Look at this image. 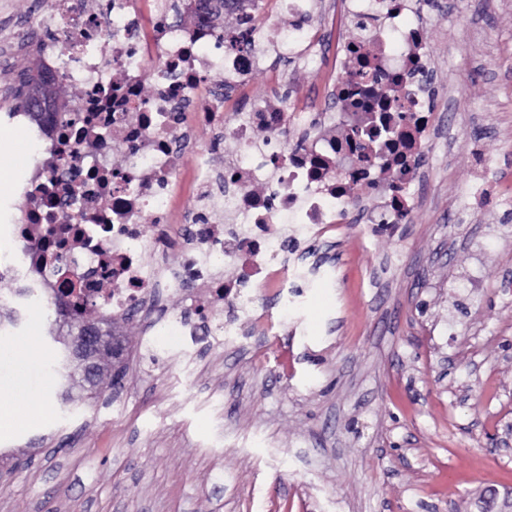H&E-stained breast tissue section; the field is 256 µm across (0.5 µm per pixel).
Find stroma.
<instances>
[{"label":"stroma","instance_id":"stroma-1","mask_svg":"<svg viewBox=\"0 0 512 512\" xmlns=\"http://www.w3.org/2000/svg\"><path fill=\"white\" fill-rule=\"evenodd\" d=\"M434 105L450 127L426 155L430 178L408 223L348 225L335 239L286 224L287 307L256 295L225 306L223 345L146 352L144 321L116 323L121 385L63 413L47 370L55 314L33 310L0 338V512H478L512 489V0H425ZM42 0H0V203L13 200L8 131L17 76L39 67ZM331 55L258 68L241 101L276 78L327 80ZM491 160L493 202L469 196L466 151ZM479 277L480 287L469 285ZM37 362L20 366L27 341Z\"/></svg>","mask_w":512,"mask_h":512}]
</instances>
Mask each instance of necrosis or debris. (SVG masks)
Returning a JSON list of instances; mask_svg holds the SVG:
<instances>
[{"label": "necrosis or debris", "instance_id": "obj_1", "mask_svg": "<svg viewBox=\"0 0 512 512\" xmlns=\"http://www.w3.org/2000/svg\"><path fill=\"white\" fill-rule=\"evenodd\" d=\"M356 26L337 42L336 73L324 91L333 111H289L279 89L241 112L233 94L270 56L309 59L321 37L309 24L312 0H276L269 20L254 23V0H239L231 17L251 33L253 52L227 47L200 0H55L62 24L42 47V64L76 87L56 104L53 130L16 124L23 161L12 175L19 201L10 235L21 247L9 259L22 299L32 309L62 297L99 322L128 317L171 288L191 300L192 321L159 319L148 346L169 336L199 339L195 319L225 303L255 305L249 289L277 290L288 264L273 248L278 225L292 221L315 234L349 224L381 230L406 223L424 181L423 161L441 125L428 105L432 59L419 0H344ZM157 10L147 23V9ZM68 54H60L58 42ZM220 70L222 85L208 74ZM76 122H69V115ZM225 131L242 148L225 164L232 193L210 205L211 156L200 149L201 124ZM122 149L115 164L111 152ZM195 153L193 181L183 160ZM376 197L365 209L354 186ZM191 189L197 207L178 201ZM177 252L176 267L165 258ZM231 265L230 278L215 270Z\"/></svg>", "mask_w": 512, "mask_h": 512}]
</instances>
